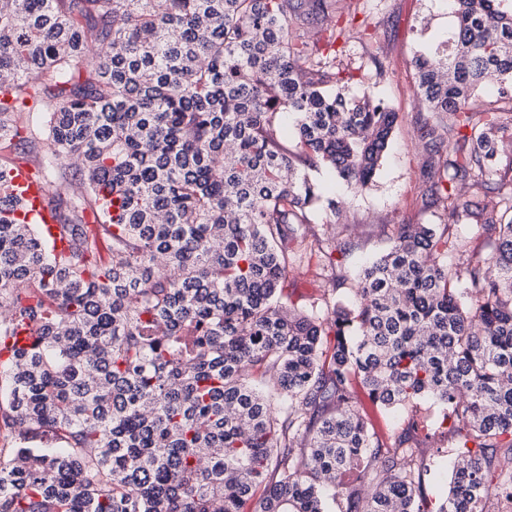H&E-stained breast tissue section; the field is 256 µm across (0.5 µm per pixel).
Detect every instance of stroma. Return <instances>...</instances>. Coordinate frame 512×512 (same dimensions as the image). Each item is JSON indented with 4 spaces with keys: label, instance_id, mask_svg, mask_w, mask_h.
I'll return each instance as SVG.
<instances>
[{
    "label": "stroma",
    "instance_id": "stroma-1",
    "mask_svg": "<svg viewBox=\"0 0 512 512\" xmlns=\"http://www.w3.org/2000/svg\"><path fill=\"white\" fill-rule=\"evenodd\" d=\"M447 24L443 0H354L350 12L337 16L336 27L343 32L336 41L344 49L341 63L353 75L350 92L370 90L399 114L387 157L368 190L352 194L332 175H317L331 194L350 199L343 217L349 231L337 228L327 212L317 215L311 226L323 247L336 241L346 244L345 253L335 257L344 277L340 294L351 293L360 265L389 246L390 225L444 221L440 209L424 207L421 200L427 184L421 174L424 152L411 60L424 42L422 29L434 31ZM377 59L384 71H376Z\"/></svg>",
    "mask_w": 512,
    "mask_h": 512
}]
</instances>
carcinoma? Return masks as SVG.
Instances as JSON below:
<instances>
[{"label":"carcinoma","instance_id":"carcinoma-1","mask_svg":"<svg viewBox=\"0 0 512 512\" xmlns=\"http://www.w3.org/2000/svg\"><path fill=\"white\" fill-rule=\"evenodd\" d=\"M336 0H0V141L35 155L61 245L0 185V512H502L512 503V3L448 0L414 54L422 197L449 224L299 308L308 171L369 188L399 115L321 43ZM293 117L296 140L279 134ZM232 146V153L225 152ZM29 328L28 348L11 339ZM409 408L385 439L357 390ZM430 402L418 416V404ZM454 456L448 495L430 460ZM460 246L459 253L464 252L472 261H484L491 257L494 244L488 242L478 224L462 219L453 228ZM439 466L425 477V485L430 499L440 498L447 490V481L450 474L449 462L441 461Z\"/></svg>","mask_w":512,"mask_h":512}]
</instances>
